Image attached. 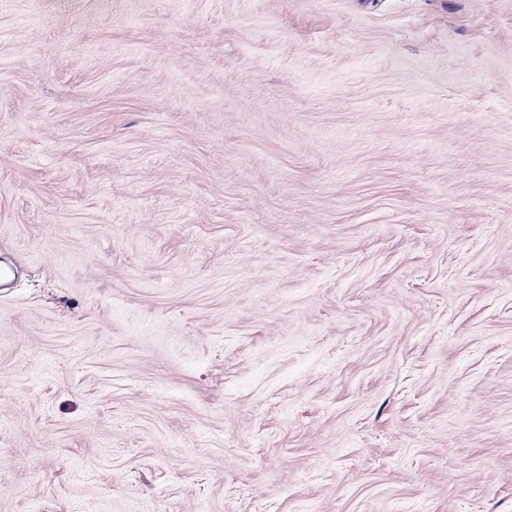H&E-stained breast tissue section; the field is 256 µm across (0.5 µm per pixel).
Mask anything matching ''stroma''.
Wrapping results in <instances>:
<instances>
[{"label":"stroma","instance_id":"obj_1","mask_svg":"<svg viewBox=\"0 0 512 512\" xmlns=\"http://www.w3.org/2000/svg\"><path fill=\"white\" fill-rule=\"evenodd\" d=\"M0 512H512V0H0Z\"/></svg>","mask_w":512,"mask_h":512}]
</instances>
